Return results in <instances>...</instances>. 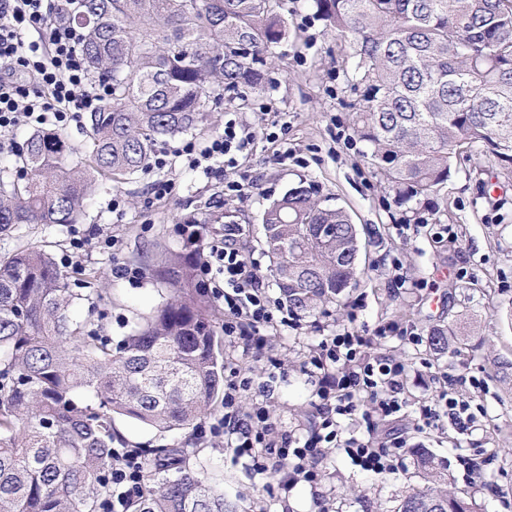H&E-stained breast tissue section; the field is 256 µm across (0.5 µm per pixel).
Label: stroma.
Returning a JSON list of instances; mask_svg holds the SVG:
<instances>
[{"label": "stroma", "mask_w": 512, "mask_h": 512, "mask_svg": "<svg viewBox=\"0 0 512 512\" xmlns=\"http://www.w3.org/2000/svg\"><path fill=\"white\" fill-rule=\"evenodd\" d=\"M289 38L284 56L266 90L221 107L209 125L191 133L206 143L236 118L255 130L251 150L238 165L211 175L192 171L183 159L157 172L145 171L125 183L105 185L82 223L71 228L21 226L0 236V256L40 245L55 259L72 254L71 241L85 248L72 255L73 267L97 272L101 291L80 302L77 314L95 305L108 314L107 333L127 335L168 294L148 273L155 247L177 249L184 219H207L204 241L222 237L224 214L242 224L243 254L268 267L260 216L268 200L289 186L312 181L329 205L346 209L364 245L359 261L368 275L349 290L342 308L299 321L297 328H265L260 350L224 337L225 364H238L252 379L242 402L246 413L265 409L283 435L300 438L313 428L315 386L300 369L318 343L336 330L353 326L371 338V353L403 361L408 368L399 419L379 422L385 437L403 434L409 445L394 472L375 475L353 466L343 449L322 450L317 483H289L287 470L261 473L238 456L224 433L213 432L223 403L196 427L164 434L126 417L115 426L132 448L177 446L194 451L201 475L223 490L238 512H394L399 496L421 489L411 450L432 449L447 466L448 489L475 496L482 512H512V174L495 168L476 172L472 161L458 160L437 198L418 205V227H406L404 208L380 188L363 158L365 146L353 132L350 77L342 65L345 44L327 34L310 0H285ZM247 177L251 186L231 195L230 185ZM170 180L171 195L156 199L150 184ZM119 199L111 210V199ZM114 236L111 250L96 246L98 236ZM469 325L463 343L434 353L427 342L433 327ZM387 337L375 336L377 326ZM281 371L271 374L272 363ZM466 375L459 383L458 375ZM470 404L484 425L479 430L422 428L424 407L435 404L445 386ZM487 451L490 460L480 482L464 474L466 457Z\"/></svg>", "instance_id": "obj_1"}]
</instances>
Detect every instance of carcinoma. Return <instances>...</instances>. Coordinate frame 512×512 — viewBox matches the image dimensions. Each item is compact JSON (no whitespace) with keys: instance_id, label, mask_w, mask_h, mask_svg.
Here are the masks:
<instances>
[{"instance_id":"cac0c4a2","label":"carcinoma","mask_w":512,"mask_h":512,"mask_svg":"<svg viewBox=\"0 0 512 512\" xmlns=\"http://www.w3.org/2000/svg\"><path fill=\"white\" fill-rule=\"evenodd\" d=\"M283 0H78L58 19L84 33L91 77L111 99L83 118V142L35 130L0 167V234L22 224L78 223L106 182L146 168L167 137L261 93L288 39ZM347 44L352 124L380 186L406 203L436 196L469 151L512 172V0H311ZM269 276L299 316L339 305L364 275L356 225L293 184L261 215ZM202 234H185L148 264L169 297L117 344L85 330L71 287L37 246L0 257V512H237L200 477L186 448H140L141 491L112 505L123 415L164 433L196 426L224 387V349L200 272ZM456 332H430L448 350ZM424 491L394 512H479L448 493L443 461L413 449Z\"/></svg>"}]
</instances>
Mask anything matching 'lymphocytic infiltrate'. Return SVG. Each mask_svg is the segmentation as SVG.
Returning a JSON list of instances; mask_svg holds the SVG:
<instances>
[{"instance_id": "obj_1", "label": "lymphocytic infiltrate", "mask_w": 512, "mask_h": 512, "mask_svg": "<svg viewBox=\"0 0 512 512\" xmlns=\"http://www.w3.org/2000/svg\"><path fill=\"white\" fill-rule=\"evenodd\" d=\"M59 7V0H0V131L21 125L64 130L80 114L100 110L110 98L109 84L89 76L81 52V31L55 21ZM252 141V131L231 118L225 121L223 134L202 146L186 142L180 153L190 167L207 175L236 166L238 156ZM242 233V225H225L223 237L207 247L201 274L216 298L224 302L225 335L252 341L261 328L272 324L274 313L258 264L240 249ZM368 343L367 337L347 328L323 339L320 355L303 364V372L320 377L322 385L315 405L319 428L302 443L270 440L264 410L241 415L239 403L251 380L240 375L231 379L224 392L223 426L237 455L250 458L260 472L285 462L295 474L314 481L318 445L338 440L336 418L343 415L366 429L363 436L341 442L352 464L377 475L392 472L406 442L396 436L376 443L373 417H390L403 410L405 367L384 355H368ZM368 397L374 400L375 409L365 407ZM422 418L428 427L450 423L464 430L478 428L469 404L448 392L424 409Z\"/></svg>"}]
</instances>
